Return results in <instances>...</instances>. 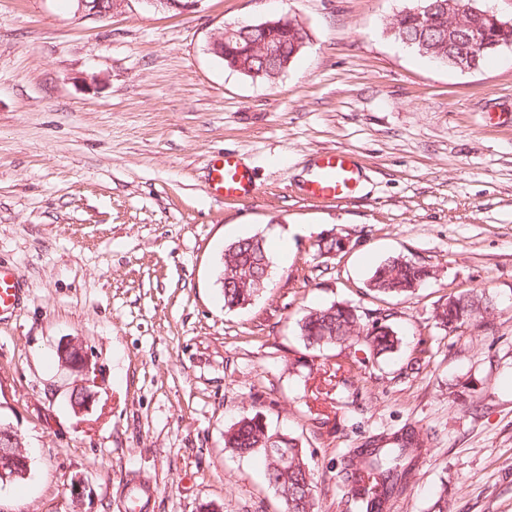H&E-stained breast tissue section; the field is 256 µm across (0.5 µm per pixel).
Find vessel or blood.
I'll use <instances>...</instances> for the list:
<instances>
[{"instance_id": "1", "label": "vessel or blood", "mask_w": 512, "mask_h": 512, "mask_svg": "<svg viewBox=\"0 0 512 512\" xmlns=\"http://www.w3.org/2000/svg\"><path fill=\"white\" fill-rule=\"evenodd\" d=\"M362 177L363 169L353 154L343 151L324 153L316 158L303 190L313 199L342 201L353 197ZM209 186L212 194L225 199L243 198L257 189L251 173L230 155L213 164ZM20 300L17 276L0 267V315L14 311ZM156 493L153 485L134 480L130 483L129 500L134 503L136 512H147Z\"/></svg>"}]
</instances>
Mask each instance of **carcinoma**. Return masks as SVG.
Masks as SVG:
<instances>
[{
    "label": "carcinoma",
    "mask_w": 512,
    "mask_h": 512,
    "mask_svg": "<svg viewBox=\"0 0 512 512\" xmlns=\"http://www.w3.org/2000/svg\"><path fill=\"white\" fill-rule=\"evenodd\" d=\"M438 0H414L412 6L400 11L390 22L388 31L398 42L423 56L456 67L453 58L463 51L451 34L448 9H432ZM465 24L480 37V48L474 68L498 51L512 47V28L498 26L492 17L468 15ZM306 34L300 24L281 17L266 19L238 41L224 46V66L253 79L273 81L288 70L294 52H302ZM267 38L278 41L283 48L280 60L267 64L255 54V46ZM230 264L224 269V306L231 309L249 303L265 281L269 258L262 240L250 237L229 247ZM429 276L426 267L403 257H393L378 265L369 282L371 291L379 295H400L414 290ZM489 312L485 293L476 289L451 295L436 317L443 329L450 332L465 325L480 327ZM299 333L308 347L336 344H361L374 362L399 348L397 332L385 321L361 326L357 309L347 303H333L313 308L299 320ZM424 440L412 428L401 431L394 448H382L372 441L356 450L364 468H342L344 482L350 486L361 512H385L388 501L401 495L416 463L412 448H421ZM224 447L244 456L260 453L267 462L266 479L278 495L281 512H314V474L305 461L297 439L270 430L259 415L244 417L224 432ZM27 470V456L18 443L0 454V484L17 480Z\"/></svg>",
    "instance_id": "obj_1"
}]
</instances>
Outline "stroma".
Wrapping results in <instances>:
<instances>
[{"label":"stroma","instance_id":"35a3bbf8","mask_svg":"<svg viewBox=\"0 0 512 512\" xmlns=\"http://www.w3.org/2000/svg\"><path fill=\"white\" fill-rule=\"evenodd\" d=\"M410 0H201L112 16L75 0H0V265L24 299L0 317V420L30 458L0 512H125L130 478L151 512H278L262 456L224 448L261 414L299 438L317 512H355L343 464L368 440L421 431L428 452L386 512H512V48L461 72L387 32ZM295 19L307 38L271 82L208 51L225 25ZM365 168L354 197L311 200L320 154ZM234 155L255 194L209 189ZM271 259L250 304L224 306L227 246ZM339 238L336 255L317 252ZM426 266L413 292L366 283L391 256ZM484 290L488 327L436 326L448 296ZM335 302L389 316L403 345L349 374L353 348H306L297 321ZM426 337L429 360L407 370ZM84 347L98 398L74 415ZM94 490L76 506L70 485ZM60 361L71 369L84 372L85 378L81 384L73 388L69 400L75 415H83L91 408L96 393L92 387L95 379L90 378V370L85 350L81 345L73 341L63 343L57 351ZM157 489L151 485L137 480L130 481L129 503H134V510L143 512L149 510V503L155 497Z\"/></svg>","mask_w":512,"mask_h":512}]
</instances>
